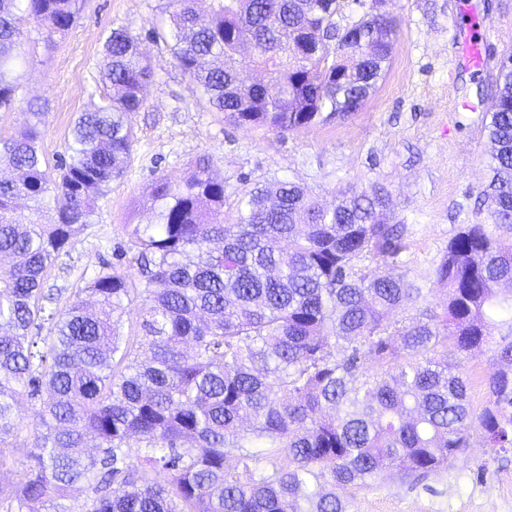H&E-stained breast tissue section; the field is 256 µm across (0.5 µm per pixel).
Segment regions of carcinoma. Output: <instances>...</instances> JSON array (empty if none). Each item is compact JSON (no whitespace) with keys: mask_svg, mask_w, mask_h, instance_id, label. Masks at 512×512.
<instances>
[{"mask_svg":"<svg viewBox=\"0 0 512 512\" xmlns=\"http://www.w3.org/2000/svg\"><path fill=\"white\" fill-rule=\"evenodd\" d=\"M338 5L210 0L202 14L195 0H171L150 35L172 42L208 110L284 134L348 119L390 67L397 25L365 13L363 42H347ZM75 20L73 0H0V112L28 111L21 133L0 139V163L17 173L0 178V256L11 259L0 267V454L19 399L48 392L25 480L0 486V512H350L336 489L391 470L428 474L468 447L473 427L487 447L512 448V52L497 66L485 126L494 151L479 198L492 224L460 226L434 265L443 313L408 272L379 271L399 263L412 234L386 216L384 189L342 192L325 207L276 179L242 189L229 219L224 176L208 158L179 181L155 179L156 223L124 225L138 284L106 264L48 312L46 272L123 176L131 116L154 77L138 38L112 30L101 70L109 93L79 117L50 171L45 113L25 101L14 70L24 25L51 44ZM251 69L271 75L278 94L245 83L240 71ZM134 295L143 313L126 335ZM409 305L415 315L398 317ZM492 341L499 368L476 413L454 359ZM279 454L286 464L271 461ZM79 483L92 495L60 506Z\"/></svg>","mask_w":512,"mask_h":512,"instance_id":"carcinoma-1","label":"carcinoma"}]
</instances>
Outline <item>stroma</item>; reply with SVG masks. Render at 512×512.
<instances>
[{
	"label": "stroma",
	"instance_id": "35a3bbf8",
	"mask_svg": "<svg viewBox=\"0 0 512 512\" xmlns=\"http://www.w3.org/2000/svg\"><path fill=\"white\" fill-rule=\"evenodd\" d=\"M168 4L79 0L72 29L50 47L35 25L24 28L27 55L17 74L24 97L46 104L41 145L49 163L63 156L78 116L107 92L99 71L112 29L123 27L138 37L155 72L145 107L132 117L137 140L123 176L100 200L94 224L55 261L46 288L84 286L106 263L139 279L133 256L114 257L117 248L129 245L125 225L153 223L147 198L154 179H182L205 155L224 176L228 215L235 213L241 189L274 177L305 185L326 206L340 190L383 188L389 213L413 227L410 275L429 288L430 306L442 309L445 295L434 290L431 277L434 262L459 225L490 221L478 201L490 153L485 91L503 50L512 49V0H387L384 9L398 23V40L373 95L348 119L285 135L234 127L205 107L169 48L149 36L166 18ZM474 16L487 59L477 78L452 63L456 41ZM460 100L472 103V110L457 108ZM493 355V345L485 344L457 358L477 411L489 399ZM39 407L36 398L20 402L18 427L9 438L14 461L0 466L2 485L23 477ZM468 442L463 454L422 481L387 477L342 494L353 512H512V450L485 447L476 428Z\"/></svg>",
	"mask_w": 512,
	"mask_h": 512
}]
</instances>
